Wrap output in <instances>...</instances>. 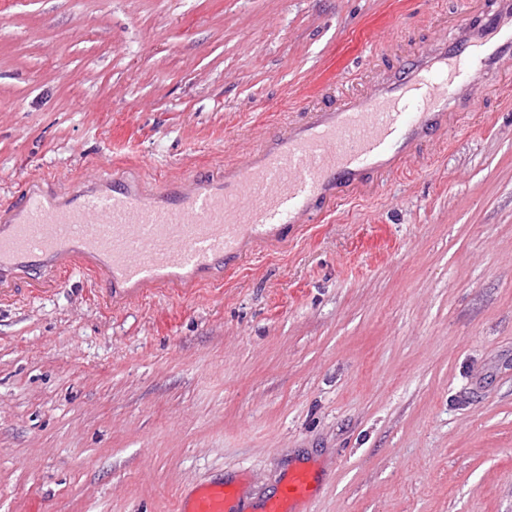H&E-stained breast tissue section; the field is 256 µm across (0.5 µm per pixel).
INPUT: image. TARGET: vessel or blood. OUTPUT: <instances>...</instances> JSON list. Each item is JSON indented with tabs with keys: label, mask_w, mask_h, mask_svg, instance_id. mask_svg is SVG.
I'll return each instance as SVG.
<instances>
[{
	"label": "vessel or blood",
	"mask_w": 512,
	"mask_h": 512,
	"mask_svg": "<svg viewBox=\"0 0 512 512\" xmlns=\"http://www.w3.org/2000/svg\"><path fill=\"white\" fill-rule=\"evenodd\" d=\"M512 64V0L463 21L407 58L370 91L310 111L264 138L240 163L165 180L98 176L67 199L37 185L0 211V295L25 277L79 271L117 306L152 288L222 281L225 267L259 244L280 245L342 197L397 173L454 112L475 110L478 75ZM316 477L296 467L259 501L243 479L181 492L177 512H310Z\"/></svg>",
	"instance_id": "1"
}]
</instances>
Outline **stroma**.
I'll list each match as a JSON object with an SVG mask.
<instances>
[{
	"label": "stroma",
	"instance_id": "1",
	"mask_svg": "<svg viewBox=\"0 0 512 512\" xmlns=\"http://www.w3.org/2000/svg\"><path fill=\"white\" fill-rule=\"evenodd\" d=\"M460 0H0V209L34 178L242 161ZM404 172L219 285L0 300V512H174L296 465L310 512H512V72Z\"/></svg>",
	"mask_w": 512,
	"mask_h": 512
}]
</instances>
